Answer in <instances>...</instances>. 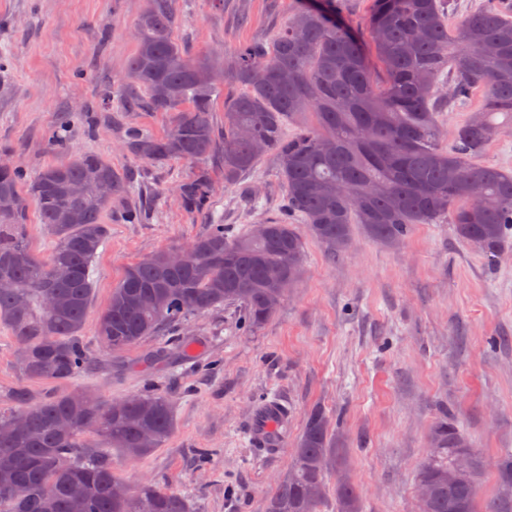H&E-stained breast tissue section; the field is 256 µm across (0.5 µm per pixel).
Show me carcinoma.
<instances>
[{"instance_id":"carcinoma-1","label":"carcinoma","mask_w":512,"mask_h":512,"mask_svg":"<svg viewBox=\"0 0 512 512\" xmlns=\"http://www.w3.org/2000/svg\"><path fill=\"white\" fill-rule=\"evenodd\" d=\"M343 0H299L272 39L239 48L229 62L189 53L175 38L174 0H150L137 25L127 69L128 108L167 112L163 136L128 130L127 153L147 163L172 159L224 163V182L273 152L286 186L287 214L229 232L212 224L179 247L180 267L164 250L129 265L97 324L100 343L123 352L148 336L176 333L191 317L225 304L242 307L252 327L276 311L302 276L304 224L332 254L351 244L360 224L374 239H404L415 224L454 225L457 236L491 259L512 234V173L479 157L502 114L512 125V13L499 0L456 26L444 0H373L366 29L343 19ZM192 60L188 71L183 62ZM236 92L224 99V131L210 122L215 80ZM452 95H441L443 86ZM482 89L478 112L445 143L439 113ZM297 124L286 130L287 120ZM63 159L33 179L19 165L0 167V325L17 346L28 381L67 382L90 355L81 331L92 307V264L105 244L102 214L126 191L112 163L48 137ZM81 194L73 196V185ZM183 208L212 213L208 177L178 185ZM38 206L51 242L47 256L29 248L27 198ZM78 389L32 401L26 386L0 410V512H192L180 493L145 480L123 498L115 461L131 465L165 443L174 429L171 397L147 382L119 401L83 400ZM419 469L429 489L426 512H475L485 458L457 425H434ZM347 451L332 440L326 415L309 412L288 471L266 500V512H321L328 475L344 473ZM339 512H360L356 487H336Z\"/></svg>"}]
</instances>
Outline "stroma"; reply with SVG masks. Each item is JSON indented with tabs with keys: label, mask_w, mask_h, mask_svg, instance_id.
<instances>
[{
	"label": "stroma",
	"mask_w": 512,
	"mask_h": 512,
	"mask_svg": "<svg viewBox=\"0 0 512 512\" xmlns=\"http://www.w3.org/2000/svg\"><path fill=\"white\" fill-rule=\"evenodd\" d=\"M296 0H176V39L193 55L220 56L270 40ZM149 0H0V161L35 176L57 160L50 130L67 124L70 146L108 160L131 192L103 214L107 239L95 261L94 302L81 336L93 364L65 382L33 381V400L85 388L107 400L138 394L146 380L173 401L169 439L135 466L127 485L152 479L187 496L194 512H265L288 469L307 413L328 416L351 456L363 512H416L417 474L429 433L448 414L491 459L512 452V243L487 260L449 224H417L389 246L355 229L333 256L305 236L304 274L274 315L249 327L227 305L191 319L182 336H152L120 354L104 351L98 316L126 268L205 233L212 220L237 231L281 215L285 187L275 154L237 183L218 160L162 164L123 149L129 128L169 129L164 112H126L107 90L125 77L133 33ZM88 107L86 119L72 112ZM207 174L214 215L186 212L177 186ZM146 203L138 222L127 217ZM288 409L284 451L254 445L249 423L265 402ZM211 452L199 464L198 449Z\"/></svg>",
	"instance_id": "35a3bbf8"
}]
</instances>
